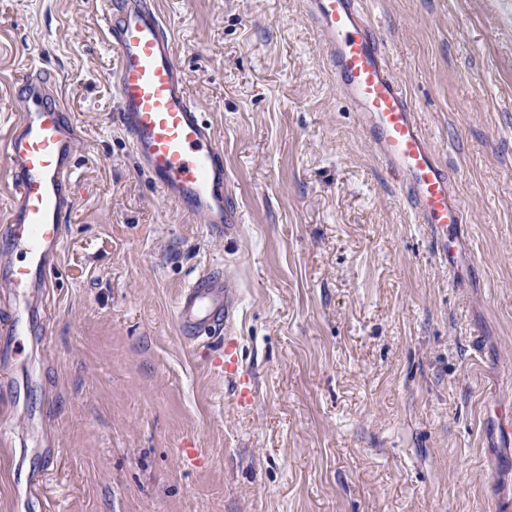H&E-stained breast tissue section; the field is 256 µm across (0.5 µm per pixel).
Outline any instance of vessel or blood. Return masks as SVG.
Returning <instances> with one entry per match:
<instances>
[{
    "mask_svg": "<svg viewBox=\"0 0 512 512\" xmlns=\"http://www.w3.org/2000/svg\"><path fill=\"white\" fill-rule=\"evenodd\" d=\"M305 5L336 84L358 112L372 150L410 200L417 222L430 227L441 256L454 261L465 213L363 0H305ZM94 10L117 58L109 79L120 124L140 165L168 202L232 235L237 219L224 204L232 183L223 152L187 92L164 17L152 0H95ZM13 109L19 117L0 138V153L9 160L16 196L0 214V240L21 258L0 271V286L27 291L38 305L46 269L75 205L77 131L44 69H26ZM236 295L231 274L195 277L175 305L181 334L193 340L222 333L235 316Z\"/></svg>",
    "mask_w": 512,
    "mask_h": 512,
    "instance_id": "b4317fda",
    "label": "vessel or blood"
}]
</instances>
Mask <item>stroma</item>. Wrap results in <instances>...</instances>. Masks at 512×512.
Returning <instances> with one entry per match:
<instances>
[{"mask_svg": "<svg viewBox=\"0 0 512 512\" xmlns=\"http://www.w3.org/2000/svg\"><path fill=\"white\" fill-rule=\"evenodd\" d=\"M234 238L163 199L89 0H0V134L28 65L78 127L45 312L0 348V512H512V0H365L467 225L453 266L365 139L304 0H156ZM232 334L182 337L198 273ZM237 295L235 278L229 273L206 272L195 277L180 293L175 305V320L182 335L189 340L222 332L224 326L225 376L237 373L236 339L228 332L235 316Z\"/></svg>", "mask_w": 512, "mask_h": 512, "instance_id": "1", "label": "stroma"}]
</instances>
